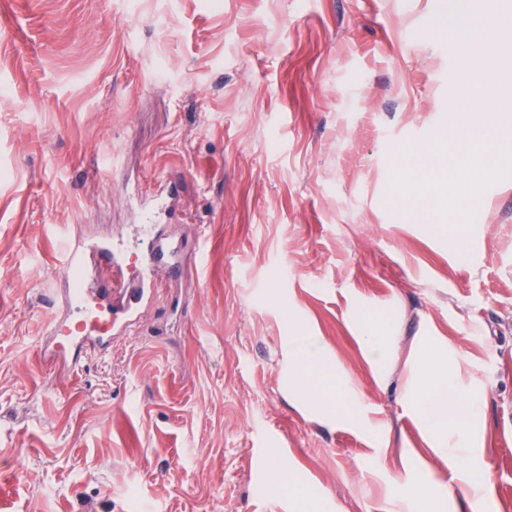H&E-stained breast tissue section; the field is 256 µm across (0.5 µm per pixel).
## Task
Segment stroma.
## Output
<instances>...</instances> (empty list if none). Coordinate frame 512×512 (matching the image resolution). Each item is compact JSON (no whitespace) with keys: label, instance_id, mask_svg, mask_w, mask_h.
Wrapping results in <instances>:
<instances>
[{"label":"stroma","instance_id":"1","mask_svg":"<svg viewBox=\"0 0 512 512\" xmlns=\"http://www.w3.org/2000/svg\"><path fill=\"white\" fill-rule=\"evenodd\" d=\"M447 3L0 0V512H297L275 452L311 512H400L394 480L431 477L472 512L405 396L429 337L484 398V506L512 512V175L451 229L392 191L469 81L433 24ZM167 178L192 259L177 293L51 372L62 235L129 234ZM355 304L388 321L387 376ZM293 307L379 436L289 393ZM272 464L270 467L271 473L275 478V483L281 489L284 487H288V495L296 499L300 504L299 511H308L309 510V494L307 489L294 483L290 477L291 465L290 463L281 457L277 452L272 454Z\"/></svg>","mask_w":512,"mask_h":512}]
</instances>
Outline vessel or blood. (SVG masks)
<instances>
[{
    "instance_id": "obj_1",
    "label": "vessel or blood",
    "mask_w": 512,
    "mask_h": 512,
    "mask_svg": "<svg viewBox=\"0 0 512 512\" xmlns=\"http://www.w3.org/2000/svg\"><path fill=\"white\" fill-rule=\"evenodd\" d=\"M176 202L175 188L163 187L155 204L142 212L132 240L63 246L64 287L58 299L59 312L45 336L46 366L76 373L89 349L110 347L113 337L139 321L163 282L184 275L188 260L164 234ZM130 248L141 257L145 273L126 282L122 279V257Z\"/></svg>"
}]
</instances>
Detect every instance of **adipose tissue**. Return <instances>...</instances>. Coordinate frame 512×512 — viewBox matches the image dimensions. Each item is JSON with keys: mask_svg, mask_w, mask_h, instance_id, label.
Segmentation results:
<instances>
[{"mask_svg": "<svg viewBox=\"0 0 512 512\" xmlns=\"http://www.w3.org/2000/svg\"><path fill=\"white\" fill-rule=\"evenodd\" d=\"M358 341L368 362L385 372L390 354L385 321L363 310H355ZM426 355L418 374L408 385V400L432 448L459 469L473 476L460 486V494L475 502L490 482L488 473L473 472L474 427L481 417L480 394L465 392L448 363L447 352L426 344ZM288 365V388L302 405L316 409L331 420H344L357 427L366 421L359 407V392L351 380L328 371L330 357L318 337L305 333L302 323H292L282 343Z\"/></svg>", "mask_w": 512, "mask_h": 512, "instance_id": "ef3b65f1", "label": "adipose tissue"}]
</instances>
